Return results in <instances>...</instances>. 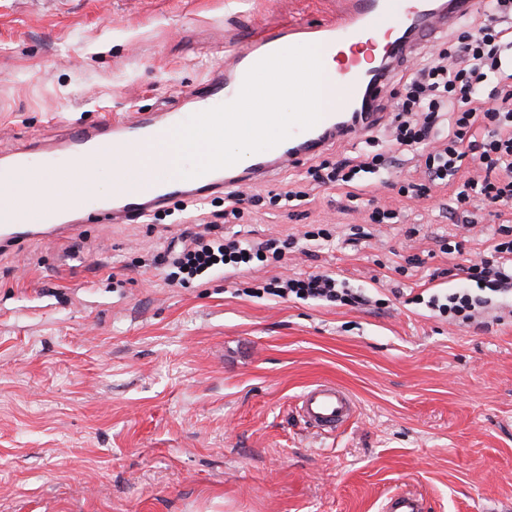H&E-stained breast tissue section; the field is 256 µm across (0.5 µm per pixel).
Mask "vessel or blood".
Instances as JSON below:
<instances>
[{"mask_svg":"<svg viewBox=\"0 0 512 512\" xmlns=\"http://www.w3.org/2000/svg\"><path fill=\"white\" fill-rule=\"evenodd\" d=\"M480 6V0H342L332 21L315 27L285 25L257 34L237 51L223 73L204 81V103L216 107L233 101L254 64L277 52L285 39L308 33L339 50L341 80L335 111L323 113L312 128L293 129L281 143L258 152L248 168L234 164L191 179L144 167L138 159L141 151L177 126V113L152 112L118 120L101 116L72 130L52 148L51 161L82 163L80 182L59 189L62 208L69 213L95 212L106 221L132 213L140 216L164 206L173 196L200 198L222 184L257 181L335 141L357 138L385 119L383 107L392 76L420 60L424 37L448 33ZM367 33L378 34L379 40L366 48L358 39ZM106 163L114 165L117 180L110 203L104 204L95 195L94 182ZM56 228L46 215L43 196L34 194L24 201L21 212L0 219V243L50 236ZM355 411L353 396L328 381L310 385L297 404L298 415L319 435L334 434ZM382 512H423L421 497L410 488H400L385 498Z\"/></svg>","mask_w":512,"mask_h":512,"instance_id":"1","label":"vessel or blood"}]
</instances>
